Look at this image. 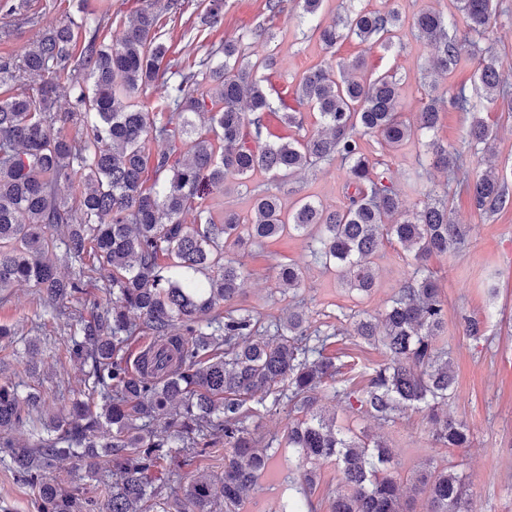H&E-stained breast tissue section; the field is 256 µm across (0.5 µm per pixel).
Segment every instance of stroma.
<instances>
[{
    "label": "stroma",
    "instance_id": "obj_1",
    "mask_svg": "<svg viewBox=\"0 0 512 512\" xmlns=\"http://www.w3.org/2000/svg\"><path fill=\"white\" fill-rule=\"evenodd\" d=\"M352 7L381 12L395 8L402 15L403 25L391 44L369 48L357 40H347L337 45L335 57L349 61L362 56L368 70L394 75L400 87L401 110L407 118L421 112L431 89L453 93L462 85L474 88L476 57H468L450 75L435 76L429 68V48L411 33L418 13L433 10L452 15L455 0H324L319 17L329 23ZM202 10L201 0H189L183 13L162 11L164 40L177 50L193 42L200 57L227 39L240 40L250 61L267 54L274 56L276 67L261 72L269 103L263 115V141L295 139L316 131L318 115L300 108L294 90L302 75L320 65L326 53L313 31V22L303 17L298 0H285L282 12L271 19L266 16L265 0H226L221 21L204 27L199 24ZM75 12L73 0H26L24 9L11 17L9 36H0V55L20 54L35 38L40 25L66 20ZM262 22L268 23L270 37L257 45L251 32ZM479 45L492 48L503 60L502 79L512 84V0H499L498 13ZM287 112L298 113L297 125L284 123L282 116ZM482 114L497 129L485 158L512 185V112L489 106ZM362 146L377 170L387 171L406 210L421 208L427 191L444 192L453 222L470 228L465 248L432 256L427 262L448 309V326L437 339L438 346L448 349L455 375L447 411L467 424L470 445H435L424 412L414 408L381 424L332 401L329 393H321L319 403L335 415L337 424L364 432L392 448V474L401 484H408L421 463L431 459L467 475L475 512H512V207L490 218L480 215L467 193L447 191L445 173L430 166L416 142L393 150L382 146L378 136L369 134L363 137ZM347 180V169L338 159L319 163L285 183L258 170L210 189L205 203L215 217H222L229 207L246 220L253 214L254 195L261 191L278 194L287 210L304 198L329 209H342L348 203ZM225 255L243 263L248 271L235 301L237 307L251 310L265 323L299 311L311 327L346 330V337L331 344L328 351L347 355L353 363L352 390L365 385L383 361V352L380 346L349 335L348 329L353 316L383 310L410 274V260L398 243L384 242L375 255L376 286L368 295L345 288L335 271L312 255L307 236L286 234L243 250L230 246ZM280 263L301 266V287H277L276 266ZM12 294L13 301L0 303V324L13 325L18 334L14 343L0 342V375L19 384L22 390L39 394L45 410H55L68 404L79 388L80 367L67 358L59 343L58 325L44 314L33 289L18 286ZM469 316L484 324L480 339L469 338L463 329L462 320ZM249 424L264 439L275 440L277 447L271 467L248 493L243 512H279L282 501L301 487L300 469L284 446L288 408L258 409ZM0 512H37L32 489L1 466Z\"/></svg>",
    "mask_w": 512,
    "mask_h": 512
}]
</instances>
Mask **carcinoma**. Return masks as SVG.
<instances>
[{
	"label": "carcinoma",
	"mask_w": 512,
	"mask_h": 512,
	"mask_svg": "<svg viewBox=\"0 0 512 512\" xmlns=\"http://www.w3.org/2000/svg\"><path fill=\"white\" fill-rule=\"evenodd\" d=\"M458 18L435 11L417 15L414 35L434 49L433 66L449 75L465 60V45L448 34L463 26L482 36L495 17L493 0H456ZM79 17L45 28L23 53L0 56V87L17 93L0 99V298L26 284L43 311L60 322L61 340L82 371L83 389L55 412L40 413L41 397L22 394L0 379V462L37 494L40 512H90L93 500L80 484L65 488L50 473L70 462L106 477L102 512H150L151 501L173 500L176 512H241L247 492L273 455L248 421L256 405H288V447L298 461L335 458L340 472L332 512H407L396 479L388 474L392 451L336 425L318 406L333 397L383 423L403 409L428 411L434 441L466 448L468 426L441 407L453 390L448 352L437 339L448 323L441 288L426 267L433 255L465 245L467 230L448 219V201L430 196L412 214L402 210L384 172L370 165L361 145L366 134L397 149L410 140L433 165L466 187L475 209L489 217L512 201L505 179L491 168L475 177L463 154L448 151L435 129L448 103L472 114L468 151L488 145L496 129L480 115L483 104L512 110V87L503 84V61L491 49L480 55L475 93L429 98L417 122L403 120L396 81L387 72L364 74L365 61L329 58L306 72L297 101L316 111L323 130L300 139L261 142L269 107L257 79L275 65L266 55L244 61L241 43L226 40L189 69L168 58L171 46L149 7L128 17L119 36L100 38L105 17ZM224 0H205L200 22L216 24ZM401 24L395 9L357 10L315 25L325 50L345 39L371 46L390 40ZM169 78L159 81L162 63ZM68 71L71 110L55 109ZM159 91L166 120L136 101ZM75 127V134L66 126ZM153 143L165 145L150 154ZM336 157L347 164L349 205L329 210L302 201L285 214L272 192L256 196L246 224L224 210L217 222L204 204L207 187L264 170L283 179ZM78 185L69 202L61 186ZM310 237L313 255L334 267L344 285L368 293L375 287L372 258L396 241L412 271L377 317L360 316L343 333L310 329L302 314L263 328L255 315L232 307L247 271L224 256L284 233ZM71 269L58 272L57 263ZM303 273L281 264L278 286L297 288ZM99 283L104 299L85 314L73 301ZM148 329L156 346L133 367L123 352ZM347 334L379 344L384 360L354 396L346 364L326 354L332 339ZM224 445V477L191 474L196 458ZM412 491L425 512H473L466 477L430 464L414 477ZM286 512H314L307 491L283 505Z\"/></svg>",
	"instance_id": "carcinoma-1"
}]
</instances>
